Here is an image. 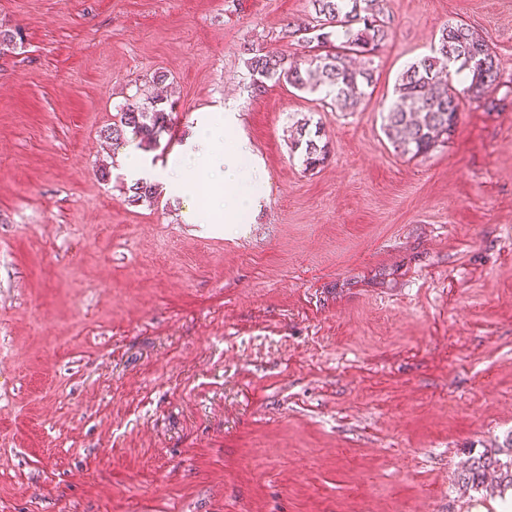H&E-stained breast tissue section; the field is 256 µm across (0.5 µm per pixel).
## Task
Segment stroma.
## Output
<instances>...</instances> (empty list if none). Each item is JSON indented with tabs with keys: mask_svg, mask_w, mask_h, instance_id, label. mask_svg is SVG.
Here are the masks:
<instances>
[{
	"mask_svg": "<svg viewBox=\"0 0 512 512\" xmlns=\"http://www.w3.org/2000/svg\"><path fill=\"white\" fill-rule=\"evenodd\" d=\"M311 0H0V512H512L457 474L512 441V93L427 156L382 130L462 21L512 79V0H384L374 90L252 93L245 47L306 56ZM167 72L150 167L234 101L251 223L129 204L118 105ZM328 161L305 171L295 121Z\"/></svg>",
	"mask_w": 512,
	"mask_h": 512,
	"instance_id": "35a3bbf8",
	"label": "stroma"
}]
</instances>
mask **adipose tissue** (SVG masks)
I'll list each match as a JSON object with an SVG mask.
<instances>
[{
	"instance_id": "ef3b65f1",
	"label": "adipose tissue",
	"mask_w": 512,
	"mask_h": 512,
	"mask_svg": "<svg viewBox=\"0 0 512 512\" xmlns=\"http://www.w3.org/2000/svg\"><path fill=\"white\" fill-rule=\"evenodd\" d=\"M195 126L196 134L170 152L165 170L147 167L133 148L122 157L121 165L132 179L160 181L172 195L182 198L190 224L216 221L214 214L198 202L201 182L211 181L222 201L225 223H239L244 214L259 208L264 194L254 188L255 155L249 138L238 130L234 103L201 113Z\"/></svg>"
}]
</instances>
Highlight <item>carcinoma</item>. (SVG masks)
I'll list each match as a JSON object with an SVG mask.
<instances>
[{
  "instance_id": "obj_1",
  "label": "carcinoma",
  "mask_w": 512,
  "mask_h": 512,
  "mask_svg": "<svg viewBox=\"0 0 512 512\" xmlns=\"http://www.w3.org/2000/svg\"><path fill=\"white\" fill-rule=\"evenodd\" d=\"M383 0H312L315 16L295 25L292 34L310 49L304 60L283 54L253 52L247 59L255 94L266 92L268 83L284 82L299 91H325L342 112H355L370 96L373 70L360 63L379 50L390 36L383 19ZM468 82L464 93L470 101L489 109L497 106L492 94L503 84L496 52L470 25L448 23L439 31L430 54L408 65L399 75L393 100L383 115V130L395 150L412 158L426 156L448 142L458 123L460 92L450 81L447 68ZM174 107L161 99L142 101L130 96L119 106L117 120L106 129L105 139L118 147L132 139L137 147L152 150L169 133ZM294 149L307 170L324 165L330 149L320 130L306 122L296 128ZM156 188L147 182L129 187L128 201H152ZM496 475L499 494L512 490V447L505 457L500 451H483L469 458L457 475L459 490L487 487L488 475Z\"/></svg>"
}]
</instances>
